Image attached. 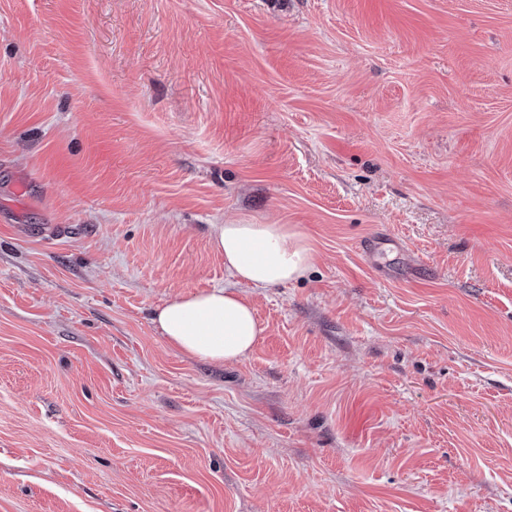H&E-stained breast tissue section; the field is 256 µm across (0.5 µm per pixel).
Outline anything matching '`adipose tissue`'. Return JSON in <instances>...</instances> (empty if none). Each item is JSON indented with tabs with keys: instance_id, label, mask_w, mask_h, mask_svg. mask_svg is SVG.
Returning <instances> with one entry per match:
<instances>
[{
	"instance_id": "obj_1",
	"label": "adipose tissue",
	"mask_w": 512,
	"mask_h": 512,
	"mask_svg": "<svg viewBox=\"0 0 512 512\" xmlns=\"http://www.w3.org/2000/svg\"><path fill=\"white\" fill-rule=\"evenodd\" d=\"M211 237L237 281L257 288L300 278L312 264L307 243L284 224H215ZM154 321L182 353L219 363L243 360L264 331L252 306L226 287L177 297Z\"/></svg>"
}]
</instances>
